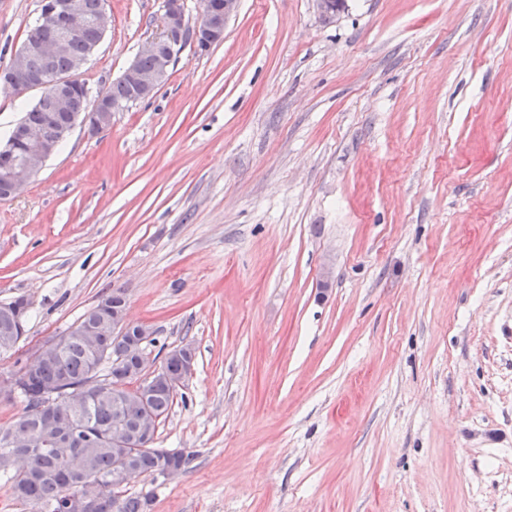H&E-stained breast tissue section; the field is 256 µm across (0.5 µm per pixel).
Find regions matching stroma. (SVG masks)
I'll return each instance as SVG.
<instances>
[{"mask_svg":"<svg viewBox=\"0 0 512 512\" xmlns=\"http://www.w3.org/2000/svg\"><path fill=\"white\" fill-rule=\"evenodd\" d=\"M163 0H109L105 93ZM40 0H0V66ZM195 349L148 512H512V0H239L0 200L18 373L112 291Z\"/></svg>","mask_w":512,"mask_h":512,"instance_id":"obj_1","label":"stroma"}]
</instances>
